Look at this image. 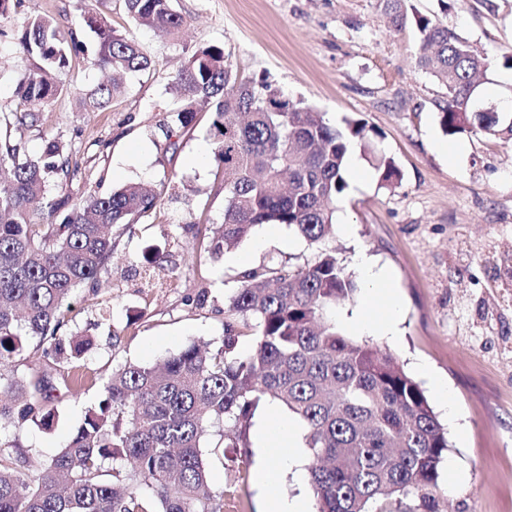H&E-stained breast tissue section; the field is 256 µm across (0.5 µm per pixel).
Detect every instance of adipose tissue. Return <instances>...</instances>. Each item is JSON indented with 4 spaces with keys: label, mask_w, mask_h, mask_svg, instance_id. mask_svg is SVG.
Instances as JSON below:
<instances>
[{
    "label": "adipose tissue",
    "mask_w": 512,
    "mask_h": 512,
    "mask_svg": "<svg viewBox=\"0 0 512 512\" xmlns=\"http://www.w3.org/2000/svg\"><path fill=\"white\" fill-rule=\"evenodd\" d=\"M357 266L368 289L363 299L364 312L352 319V326L359 332L381 336L392 343L398 342L399 302L389 273L363 254L358 255ZM269 413L273 425L260 429L258 440L261 445L277 448L278 454L272 462L261 464L256 471V480L264 492L262 512H310L307 499H289L273 492L283 476L297 464L294 447L298 426L282 416L278 408H270Z\"/></svg>",
    "instance_id": "adipose-tissue-1"
}]
</instances>
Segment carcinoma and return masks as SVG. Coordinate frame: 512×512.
<instances>
[{"label":"carcinoma","instance_id":"1","mask_svg":"<svg viewBox=\"0 0 512 512\" xmlns=\"http://www.w3.org/2000/svg\"><path fill=\"white\" fill-rule=\"evenodd\" d=\"M391 22H406L408 0H380ZM140 26L174 35L183 17L171 0H124ZM420 36L419 68L444 89L440 126L455 135L475 132L512 140V113L491 111L483 86L489 67L468 40L441 23L413 15ZM97 40L93 51L77 31L63 32L48 15L27 19L17 46L36 60L17 82L19 105L0 110V367L20 352V337L39 338L45 370L12 378L0 392V418L44 422L56 391L47 371L77 389L74 370L92 345L65 336L68 300L78 288L95 289L112 265L114 229L138 224L161 206L157 193L127 184L105 194L77 196L81 171L61 137L29 154L24 132H43L44 112L64 84L57 80L74 55L92 54L114 75L147 70L138 43L87 13ZM121 92L117 79L87 91L88 109L104 110ZM177 107L166 139H183L197 116L211 114L215 160L224 179L218 224L197 228L193 260L213 259L237 247L259 224L294 230L311 245L333 233L336 202L348 187L350 148L368 147L366 125H332L324 113L283 95L266 81L239 84L224 47H199L171 83ZM387 186L401 173L390 157L375 158ZM47 210L45 221L33 216ZM357 291L335 253L324 250L295 269L263 267L245 273L228 298L224 338L203 351L189 345L160 367L125 363L104 382L98 406L59 454L38 465L0 450V512H223L236 484L215 493L205 457L208 427L224 424L230 448L248 447L261 402L283 403L303 423L308 472L317 512H435L447 431L420 385L391 354L344 335L329 317ZM258 335L238 351L249 319ZM121 457L129 468L103 470ZM150 493L141 492V486ZM419 504L392 507L404 497Z\"/></svg>","mask_w":512,"mask_h":512}]
</instances>
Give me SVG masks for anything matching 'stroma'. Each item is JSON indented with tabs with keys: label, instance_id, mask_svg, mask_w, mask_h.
Masks as SVG:
<instances>
[{
	"label": "stroma",
	"instance_id": "1",
	"mask_svg": "<svg viewBox=\"0 0 512 512\" xmlns=\"http://www.w3.org/2000/svg\"><path fill=\"white\" fill-rule=\"evenodd\" d=\"M488 57L487 93L507 94L502 55L512 51V0H411ZM90 5L151 58L128 74L125 90L103 111H85L78 91L100 82L89 57L75 56L46 114L42 134L26 133L30 153L57 135L78 150V193L104 194L129 183L155 188L156 214L118 230L112 271L97 290L76 289L66 333L91 337L83 359L94 382L55 403L49 425L0 422V447L31 460L59 453L103 396L114 366H152L193 343L218 345L224 309L242 272L264 265L291 269L334 251L348 272L365 253L386 268L400 300L401 340L358 334L393 355L412 377L419 364L448 386L451 422L433 389L425 394L448 431L437 512H512V143L479 134H445L441 89L415 61L413 26H392L378 0H175L184 25L162 37L137 25L123 0H24L0 16V109L15 108L16 81L33 59L16 53L25 21L55 17L85 42L83 5ZM204 45L222 46L237 81L267 80L286 96L325 112L330 123H366L376 152L392 157L401 182L383 186L363 151L364 178L348 174L337 203L334 235L322 247L297 234L268 240L260 251L243 241L221 257L191 266L194 227L219 223L222 177L209 118L170 147L160 124L171 119L168 86L181 62ZM159 250L182 273L174 288L150 291L140 272Z\"/></svg>",
	"mask_w": 512,
	"mask_h": 512
}]
</instances>
